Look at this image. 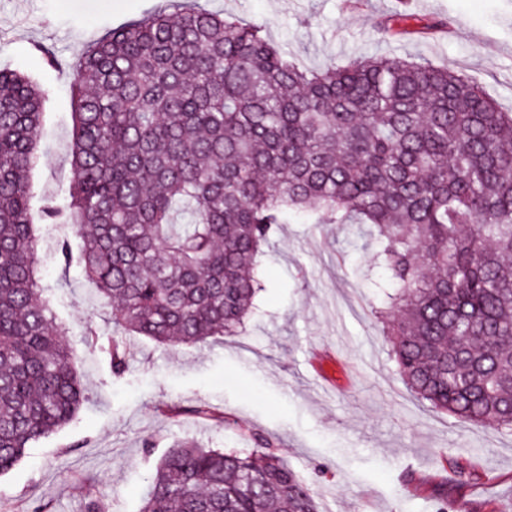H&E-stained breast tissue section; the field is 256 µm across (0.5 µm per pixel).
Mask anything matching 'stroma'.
Segmentation results:
<instances>
[{"mask_svg": "<svg viewBox=\"0 0 512 512\" xmlns=\"http://www.w3.org/2000/svg\"><path fill=\"white\" fill-rule=\"evenodd\" d=\"M263 25L301 67L344 65L376 54L428 60L471 76L512 111V0H192ZM169 0H0V68L29 76L44 96L36 195L65 196L75 135L73 74L112 28L167 8ZM448 22L440 38L387 39L374 25L400 10ZM59 57L48 67L36 45ZM372 249L356 230L285 224L266 248L268 282L239 336L206 346L129 337V368L84 350L107 308L79 264L62 268L41 240L37 277L69 342L80 349L87 400L65 427L27 448L0 476V512H139L149 478L174 440L248 447L264 435L312 489L323 512H438L432 488L444 469L469 479L448 512H512V431L459 423L407 390L373 316L375 290L359 275ZM205 403L214 426L188 407ZM162 404L185 407L169 417Z\"/></svg>", "mask_w": 512, "mask_h": 512, "instance_id": "stroma-1", "label": "stroma"}]
</instances>
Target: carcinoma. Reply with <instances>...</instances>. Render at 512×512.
<instances>
[{
	"instance_id": "cac0c4a2",
	"label": "carcinoma",
	"mask_w": 512,
	"mask_h": 512,
	"mask_svg": "<svg viewBox=\"0 0 512 512\" xmlns=\"http://www.w3.org/2000/svg\"><path fill=\"white\" fill-rule=\"evenodd\" d=\"M395 12L379 23L416 29ZM69 195L43 223L81 241L110 309L86 344L128 368L126 338L204 345L239 336L282 224H360L364 276L419 400L512 430V112L425 59L371 56L307 70L257 24L158 10L85 52L73 83ZM43 91L0 70V474L68 424L85 395L77 350L37 281L28 183ZM193 440L156 468L141 512H319L263 436Z\"/></svg>"
}]
</instances>
